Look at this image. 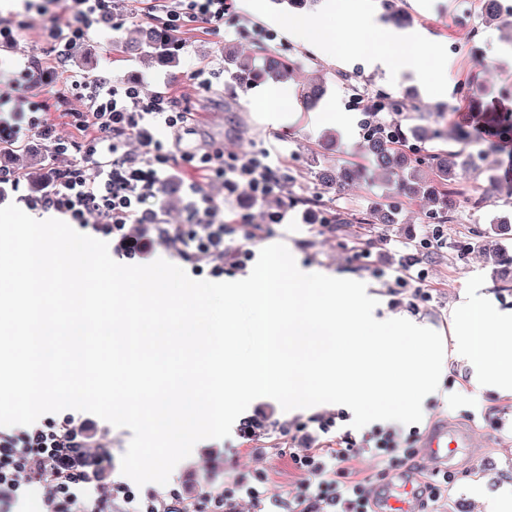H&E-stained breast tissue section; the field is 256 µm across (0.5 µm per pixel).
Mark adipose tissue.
Listing matches in <instances>:
<instances>
[{"label":"adipose tissue","mask_w":512,"mask_h":512,"mask_svg":"<svg viewBox=\"0 0 512 512\" xmlns=\"http://www.w3.org/2000/svg\"><path fill=\"white\" fill-rule=\"evenodd\" d=\"M348 0H325L320 14L293 13L269 16L268 21L286 35L317 46L337 67L358 64L364 70L394 73L417 68L431 81H439L444 63L425 54L427 42L422 33L396 28L371 4L361 7L359 32L341 37L327 20L347 16Z\"/></svg>","instance_id":"obj_1"}]
</instances>
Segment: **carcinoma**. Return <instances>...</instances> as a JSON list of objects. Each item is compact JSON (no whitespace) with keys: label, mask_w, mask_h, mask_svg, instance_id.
Wrapping results in <instances>:
<instances>
[{"label":"carcinoma","mask_w":512,"mask_h":512,"mask_svg":"<svg viewBox=\"0 0 512 512\" xmlns=\"http://www.w3.org/2000/svg\"><path fill=\"white\" fill-rule=\"evenodd\" d=\"M143 47L163 63L173 64L177 59L178 37L157 27L146 30ZM230 66L231 77L241 87H251L269 79H282L288 74V60L281 56H270L264 66L256 67L248 63H239L231 56L225 57ZM384 102L377 108L379 112H418L420 107L416 95L406 93L401 97L386 94ZM423 136V131L416 125L401 121H379L373 125L372 133L367 139L368 147L378 166L389 172L400 171L405 174L399 184V192L405 196L426 195L442 204L439 209L432 210L433 219L443 224L448 216L445 210L452 204L453 182L459 172L472 166L475 158H483L499 147L501 138L494 136L484 142L470 139L466 126L454 124L440 125L428 131L432 140L448 141L461 146L459 150H435L423 154L416 143ZM434 171V179L426 181L422 178L423 168Z\"/></svg>","instance_id":"cac0c4a2"}]
</instances>
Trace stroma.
Listing matches in <instances>:
<instances>
[{
    "mask_svg": "<svg viewBox=\"0 0 512 512\" xmlns=\"http://www.w3.org/2000/svg\"><path fill=\"white\" fill-rule=\"evenodd\" d=\"M43 4L44 0H0V26L12 27L15 38L14 43H0V75H18L28 59L47 57L48 47L40 30L50 24L54 14L43 11ZM233 5L219 31L197 24L186 27L180 35L178 64L166 69L144 55L117 52V45L139 40L141 29L154 21L144 0H129L124 15L90 33L72 65L90 77L109 76L138 83L148 93L168 87L179 104L194 115L190 132L182 139L183 146L224 155L261 148L270 152L284 181L281 196L267 201L239 199L230 204L235 211L251 214L262 222L249 243L252 252L282 243L303 266L367 283L378 302L374 311L377 318L399 316L433 329L442 335L448 349L455 343L451 313L463 302L470 277L484 275L480 295L498 311L512 313V274L502 275L493 257L498 249L512 253V239L494 231L501 220L512 223V204L506 201L507 192L512 190V154L486 155L482 175L456 182L457 204L444 227L446 245L420 248V241L431 230L430 201L422 195H399V176L377 171L365 144L352 146L343 141L333 149L324 147L321 130L310 125L299 103L294 106L299 117L293 129H277L262 122L252 105L251 90L239 88L230 79L224 63L226 50L258 65L271 54L288 56L295 62L288 74L289 89L324 80L327 96L336 98L340 107H347L351 92L338 80L336 67L314 47L264 23L249 10L247 0H234ZM399 6L409 18V29L425 32L442 49L449 41H456L460 50L447 56L443 86L424 84L409 73L387 77L356 66L351 73L361 92L372 96L415 91L423 112L418 123L428 128L433 127L440 111L446 120L455 122L461 121L464 113L474 112L488 126L497 114L512 111V30L485 23L480 0H400ZM200 71L209 80L207 87H200L194 78ZM461 82L479 86V99L458 101L455 111H446V98ZM352 158L364 165L360 178L345 185L324 186L320 172L347 166ZM35 164L45 171L55 165L48 141L40 136H30L19 149L0 150V167L17 170L23 177L19 191H0V206H20L25 196L42 193V186L32 185L26 178ZM478 196L485 202L476 208L471 200ZM391 203L397 206L395 223H368L373 209ZM282 208L288 211L287 223H263L267 212ZM336 211L348 216V224L329 223L330 214ZM133 236L142 250L140 263L162 258L185 271H198L200 278H209V264L193 267L179 252L161 243L149 225H136ZM361 246L369 251V260L356 258ZM412 252L430 276L431 287L425 298L415 297L413 289L394 290L389 286L399 261ZM471 379L472 370L465 360L448 359L438 390L423 408L420 431L448 423L474 434L472 447L463 449L447 464L455 476L447 500L428 503L426 512H495L501 497H512V395L474 388ZM336 412L333 406L286 412L275 400L258 398L244 415L263 421L265 431L246 442L235 433L226 440L200 441L190 455V463L174 468L169 484L178 488L184 501L195 506L197 512H212V504L204 495V479L209 475L242 476L271 495L286 489L298 491L306 477L293 467L289 454L301 452L302 447L287 432L298 426L316 427L319 418ZM488 412L501 417V426L485 422ZM79 418L94 438L95 452L104 469L120 474L131 430L115 427L87 412L80 413Z\"/></svg>",
    "mask_w": 512,
    "mask_h": 512,
    "instance_id": "obj_1",
    "label": "stroma"
}]
</instances>
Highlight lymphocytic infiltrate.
<instances>
[{
    "label": "lymphocytic infiltrate",
    "mask_w": 512,
    "mask_h": 512,
    "mask_svg": "<svg viewBox=\"0 0 512 512\" xmlns=\"http://www.w3.org/2000/svg\"><path fill=\"white\" fill-rule=\"evenodd\" d=\"M61 5L74 19L54 17L41 30L51 62L30 59L19 77L0 80V144L12 146L30 133L48 140L55 155L82 154L87 164L54 170L47 189L28 199L33 210L55 211L76 224H92L95 232L116 239L123 255L132 256L137 247L127 231L131 224L151 225L170 247L197 261L231 256L237 266L251 257L246 244L230 247L226 236L233 228L251 224L247 214L226 219L210 197L201 190L202 181H222L225 197L248 193L264 200L280 193L281 178L269 162L267 151H250L228 156L183 151L177 164L188 177L194 197L188 229L168 224L160 207L154 206L163 182L170 176L169 157L156 139L157 127L175 134L189 128L191 114L166 92L143 94L139 85L107 76L89 77L72 69L71 60L92 27L122 10L125 0H49ZM153 8L165 16L164 28L179 33L188 24L217 26L229 9L227 0H154ZM87 102L90 111L77 127L81 139L55 136L47 119L49 112H67L70 98ZM416 432L402 433L394 427L377 428L362 439L345 435L335 447L314 448L291 454L293 466L309 480L298 494L267 498L264 491L239 478L212 486L208 497L215 512H238V502L248 498L257 512H373L361 482L343 480V462L362 453H395L398 462L414 460L418 454ZM88 446L82 425L74 417L41 426L0 429V486L15 496L24 490L19 476L31 472L49 497L78 504L77 485L99 481L100 459L87 458Z\"/></svg>",
    "instance_id": "lymphocytic-infiltrate-1"
}]
</instances>
